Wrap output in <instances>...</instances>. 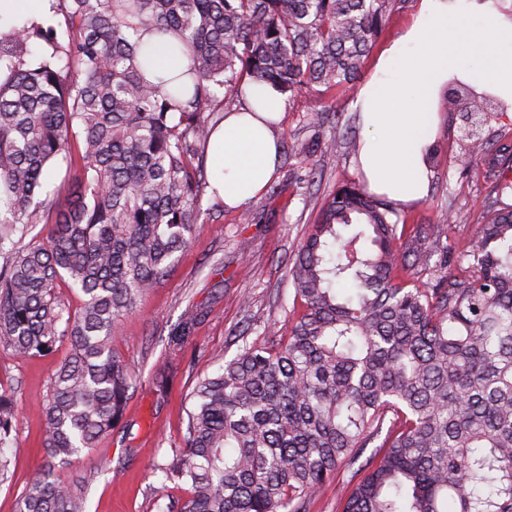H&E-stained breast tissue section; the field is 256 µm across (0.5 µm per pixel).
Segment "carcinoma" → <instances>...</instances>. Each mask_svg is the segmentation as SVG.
Instances as JSON below:
<instances>
[{
  "label": "carcinoma",
  "instance_id": "1",
  "mask_svg": "<svg viewBox=\"0 0 512 512\" xmlns=\"http://www.w3.org/2000/svg\"><path fill=\"white\" fill-rule=\"evenodd\" d=\"M51 23L0 33V346L19 358L68 355L41 398L45 462L16 512H85L84 481L58 468L120 422L132 386L112 352L116 325L186 248L209 186L205 148L243 87L293 99L355 88L363 58L406 0H48ZM184 70L154 73L144 37ZM324 117L292 143L275 199L321 181L336 137ZM489 192L463 255L443 243L452 216L405 236L391 202L343 183L323 201L288 270L301 311L279 341L246 343L196 383L185 448L160 467L190 486L180 512H308L381 442L337 512H512V141L470 143ZM66 166L68 200L47 173ZM361 224L348 238L341 228ZM42 238L22 244L35 229ZM368 237L365 253L358 242ZM81 295L72 311L59 283ZM204 313L185 310L183 344ZM18 403L0 388V483ZM380 440L371 443L364 452L363 456L353 466L342 469L334 482L327 486L321 494L311 503L309 512H336V499L342 489L365 459L373 451L374 447L378 445Z\"/></svg>",
  "mask_w": 512,
  "mask_h": 512
}]
</instances>
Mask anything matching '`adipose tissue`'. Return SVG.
I'll list each match as a JSON object with an SVG mask.
<instances>
[{
  "instance_id": "ef3b65f1",
  "label": "adipose tissue",
  "mask_w": 512,
  "mask_h": 512,
  "mask_svg": "<svg viewBox=\"0 0 512 512\" xmlns=\"http://www.w3.org/2000/svg\"><path fill=\"white\" fill-rule=\"evenodd\" d=\"M453 77L495 93L512 112V15L501 0H418L412 24L383 50L356 101L367 133L358 166L369 191L403 204L427 196L435 98ZM263 98L254 111L225 113L209 138L210 186L230 209L260 194L276 170L272 125L283 102L269 91Z\"/></svg>"
}]
</instances>
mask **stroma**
<instances>
[{
	"mask_svg": "<svg viewBox=\"0 0 512 512\" xmlns=\"http://www.w3.org/2000/svg\"><path fill=\"white\" fill-rule=\"evenodd\" d=\"M416 6L417 0H406L390 15L365 59L364 79H371L381 51L409 25ZM325 111L335 115L337 142L335 154L319 163L323 177L316 201L307 205L301 197L285 195L275 202L274 223L242 224L238 211H214L212 197H204L189 246L176 253L166 276L117 326L112 349L132 374L123 420L88 458L62 471L66 477L87 474L86 512H157L161 504L181 507L190 495L188 486L165 481L154 467L185 446L187 412L197 378L217 372L245 341L257 339L258 330L247 327L251 317L269 323L277 337L288 335L291 260L314 224L321 200L338 184L359 181L356 157L364 134L352 94L342 87L329 93H300L284 105L276 126L279 139L290 144L307 135L313 114ZM434 149L428 196L400 206L399 211L411 234L419 225L438 223L442 213L451 212L454 225L448 242L462 251L482 220L484 181L479 171L469 168L458 125L444 112L439 115ZM191 307L203 310V317L183 345H170L171 331ZM66 353L62 344L54 355L21 359L0 348V388L14 391L21 405L7 451L9 478L0 483V512H14L17 495L44 462V425L37 402ZM162 375L168 378L163 393L156 387Z\"/></svg>",
	"mask_w": 512,
	"mask_h": 512,
	"instance_id": "35a3bbf8",
	"label": "stroma"
}]
</instances>
